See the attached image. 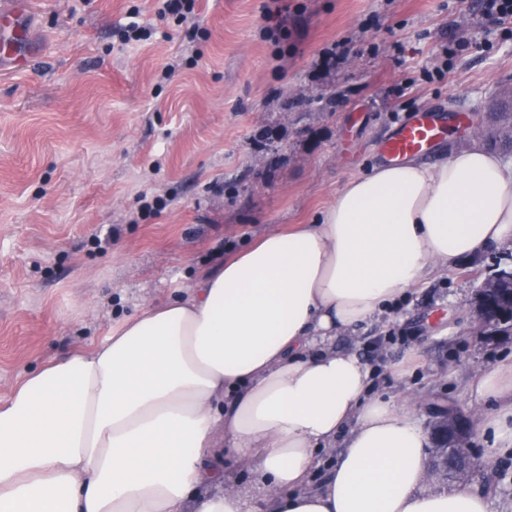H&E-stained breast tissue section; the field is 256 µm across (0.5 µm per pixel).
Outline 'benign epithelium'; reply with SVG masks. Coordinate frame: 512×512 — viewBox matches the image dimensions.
<instances>
[{"label": "benign epithelium", "mask_w": 512, "mask_h": 512, "mask_svg": "<svg viewBox=\"0 0 512 512\" xmlns=\"http://www.w3.org/2000/svg\"><path fill=\"white\" fill-rule=\"evenodd\" d=\"M503 309L512 310V293L504 294L495 284L483 282L474 302L478 323L490 335L500 322ZM472 433L469 419L455 410L437 409L429 426L431 454L429 470L456 481L466 480L475 473L468 441Z\"/></svg>", "instance_id": "7a95c632"}]
</instances>
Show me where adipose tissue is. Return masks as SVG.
<instances>
[{"mask_svg":"<svg viewBox=\"0 0 512 512\" xmlns=\"http://www.w3.org/2000/svg\"><path fill=\"white\" fill-rule=\"evenodd\" d=\"M509 245L512 162L481 145L349 179L312 223L265 231L0 398V512H488L468 484L428 488L411 401L373 395L334 340ZM469 388L501 402L479 425L489 454L512 451V366Z\"/></svg>","mask_w":512,"mask_h":512,"instance_id":"ef3b65f1","label":"adipose tissue"}]
</instances>
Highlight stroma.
I'll use <instances>...</instances> for the list:
<instances>
[{
	"label": "stroma",
	"mask_w": 512,
	"mask_h": 512,
	"mask_svg": "<svg viewBox=\"0 0 512 512\" xmlns=\"http://www.w3.org/2000/svg\"><path fill=\"white\" fill-rule=\"evenodd\" d=\"M26 29L25 64L0 56V397L54 356L85 350L143 306L177 295L248 238L305 224L420 110L448 121L424 159L501 147L488 103L512 91V23L486 29L480 0H198L200 24L157 0H0ZM144 28L122 44L129 19ZM288 31L265 37L267 22ZM165 208L138 217L141 196ZM494 249L434 271L337 349L380 395L412 396L478 423L471 376L512 360L471 310ZM407 362L397 377L395 364ZM471 481L512 512V452Z\"/></svg>",
	"instance_id": "obj_1"
}]
</instances>
